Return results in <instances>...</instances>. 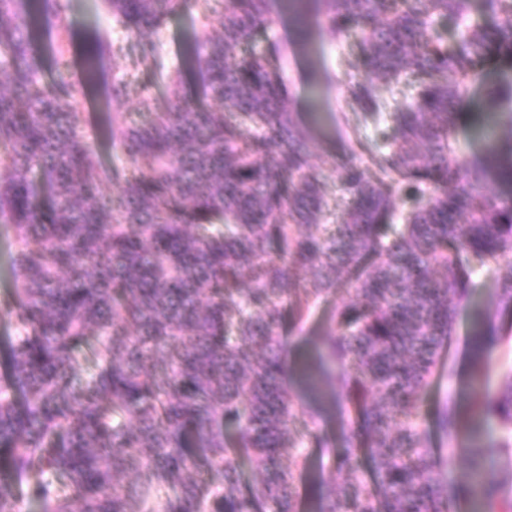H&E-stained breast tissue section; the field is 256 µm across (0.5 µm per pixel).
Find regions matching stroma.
Segmentation results:
<instances>
[{
	"label": "stroma",
	"instance_id": "35a3bbf8",
	"mask_svg": "<svg viewBox=\"0 0 512 512\" xmlns=\"http://www.w3.org/2000/svg\"><path fill=\"white\" fill-rule=\"evenodd\" d=\"M66 17L72 33V40L67 45L72 58L69 79L79 86L85 80L81 59L82 35L93 28L111 29L112 18L103 10L99 0H66ZM200 26L198 12H182L171 17L158 34L169 60L184 71L183 93L193 96L199 94L200 87L193 73L185 71L183 65L188 39ZM265 37L284 48V81L296 120L309 136L311 162L321 171L327 183H334L336 162L344 154L349 136L372 138L376 135L374 125H363L344 95L347 83L366 75L360 57V37L355 34L344 40H334L316 30L303 32L287 9L279 5L274 8V21ZM105 70L117 74L127 70L134 73L131 91L125 99L109 104L98 99L86 103L84 108L86 120L83 131L102 161L112 164L121 162L122 156L112 150L107 111L137 112L140 100L145 97L162 109L168 104L170 90L150 67L133 65L128 56L107 62ZM511 70L512 67L505 63H489L482 83L476 86L468 111L459 113L455 136L464 153L480 151V143L471 138L475 115L489 103L486 96L488 85ZM322 332V327L313 322L303 331L286 334L285 342L291 352L289 376L295 405L305 410L319 406L321 415L317 424L335 439L346 426L344 406L337 402L333 391H325L315 398L300 383L303 368L315 360V349ZM475 332L471 307L459 308L448 347L443 354L444 368L436 374L425 398V408L430 412L447 401L458 405L460 437L454 441L436 434L431 437L441 469L447 475L455 496V512H471L466 493L470 472L466 446L487 448L495 437L494 431L487 425L470 417L469 399L472 394L496 390L505 365L512 364V346H501L493 350L480 367H473L472 338Z\"/></svg>",
	"mask_w": 512,
	"mask_h": 512
}]
</instances>
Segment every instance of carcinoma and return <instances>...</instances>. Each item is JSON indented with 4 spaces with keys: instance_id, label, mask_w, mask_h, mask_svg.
Listing matches in <instances>:
<instances>
[{
    "instance_id": "carcinoma-1",
    "label": "carcinoma",
    "mask_w": 512,
    "mask_h": 512,
    "mask_svg": "<svg viewBox=\"0 0 512 512\" xmlns=\"http://www.w3.org/2000/svg\"><path fill=\"white\" fill-rule=\"evenodd\" d=\"M305 30L358 32L367 74L345 95L385 122L336 162V223L294 119L281 50L246 49L272 0H107L117 37L82 36L91 79L134 41L159 73L153 38L202 10L192 62L216 112L174 93L144 120L114 112L105 164L82 131L83 92L66 74L62 0H0V225L14 257L13 329L0 377V512H299L301 448H327L301 419L284 325L302 329L332 293L312 390L340 385L343 474L315 487L318 512H454L422 422L423 396L468 302L471 274L494 265L498 310L512 312V136L460 158L455 115L491 60L512 62V0L450 44L433 15L466 18L473 0H302ZM56 79L41 76L44 53ZM414 77L413 103L388 114L375 83ZM108 100L129 81L103 80ZM512 126V77L491 91ZM504 339L487 323L480 360ZM90 352L92 373L80 358ZM471 409L502 429L495 484L468 487L477 512H512V368ZM438 428L458 438L455 406Z\"/></svg>"
}]
</instances>
